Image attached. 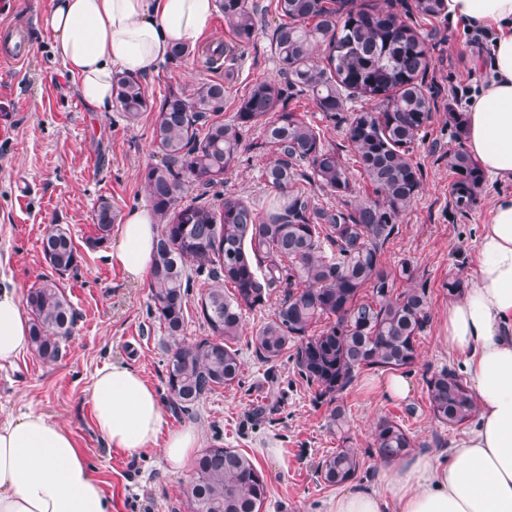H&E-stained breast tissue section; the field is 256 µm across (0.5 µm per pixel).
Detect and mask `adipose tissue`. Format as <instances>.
<instances>
[{
  "label": "adipose tissue",
  "instance_id": "ef3b65f1",
  "mask_svg": "<svg viewBox=\"0 0 512 512\" xmlns=\"http://www.w3.org/2000/svg\"><path fill=\"white\" fill-rule=\"evenodd\" d=\"M451 19L489 28L493 70L464 114L466 147L491 179L512 181V0H445ZM216 0H55L44 23L53 53L84 102L111 111L112 80L143 77L174 45H194ZM159 235L151 208L127 214L109 262L149 277ZM477 273L448 305L442 342L469 378L477 417L447 461L423 453L386 465L381 487L337 495L331 512H512V195L495 199L477 241ZM30 323L15 289H0V363L29 347ZM99 433L127 454L161 448L183 471L200 446L196 427L163 432L154 389L130 366L98 369L88 391ZM0 512H108L101 481L71 433L31 409L0 423Z\"/></svg>",
  "mask_w": 512,
  "mask_h": 512
}]
</instances>
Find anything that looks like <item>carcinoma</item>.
I'll use <instances>...</instances> for the list:
<instances>
[{
    "mask_svg": "<svg viewBox=\"0 0 512 512\" xmlns=\"http://www.w3.org/2000/svg\"><path fill=\"white\" fill-rule=\"evenodd\" d=\"M224 22L238 43H249L257 9L246 0H218ZM414 9L432 18L444 0H415ZM285 21L276 25L271 48L284 82L260 81L243 98L234 120L224 111V82L210 80L192 91L172 85L160 102L151 101L142 82L116 74L114 102L127 120L155 114L153 139L164 157L142 172L161 231L150 278V310L172 339L165 382L174 410L192 411L221 387L240 382L243 362L235 348L242 312L264 303L281 288L274 317L251 339L257 357L275 362L294 350L298 375L331 406L329 425L343 432L345 410L336 404L362 368L399 371L417 359L418 337L429 321L425 289L398 290L415 280V268L401 261L395 271L382 262L386 244L420 186L410 146L431 117L423 79L430 65L425 39L391 8L368 0H276ZM308 92L330 119L355 98L373 102L349 119L346 137L356 163L374 187V196L342 209H325L297 182L298 168L323 190L354 192L349 167L320 131L288 109L289 91ZM262 127L260 147L280 153L262 173L276 200L265 211L239 195L215 205L210 189L238 159L243 132ZM454 174L452 198L460 211L477 202L484 174L465 149L448 155ZM198 189L183 201L185 183ZM92 246L106 242L116 221L103 199L94 211ZM47 264L58 273L78 266L80 255L66 229L53 226L42 238ZM203 281L197 314L208 334L191 344L178 341L189 318V292ZM25 304L32 316L31 347L46 362L56 361L72 336L76 311L54 279L30 288ZM324 321L320 331L315 324ZM435 419L450 427L475 412L473 395L452 370L426 379ZM374 451L395 461L412 447L408 431L394 419H380ZM343 446L318 466L332 485L351 480L360 460ZM268 486L245 454L216 444L194 460L182 495L189 512H263Z\"/></svg>",
    "mask_w": 512,
    "mask_h": 512,
    "instance_id": "obj_1",
    "label": "carcinoma"
}]
</instances>
